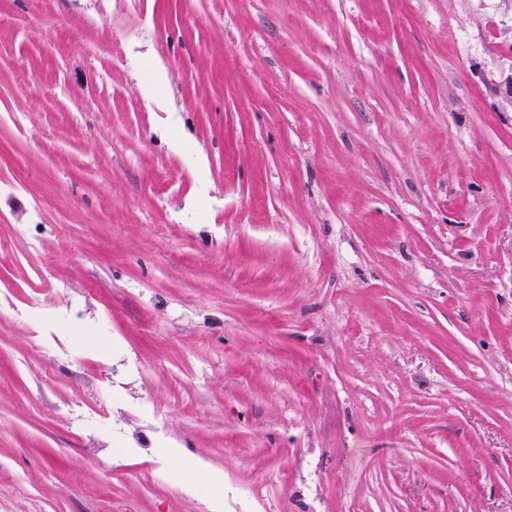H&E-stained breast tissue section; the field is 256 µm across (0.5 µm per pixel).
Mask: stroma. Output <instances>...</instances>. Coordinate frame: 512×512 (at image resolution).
Here are the masks:
<instances>
[{"mask_svg": "<svg viewBox=\"0 0 512 512\" xmlns=\"http://www.w3.org/2000/svg\"><path fill=\"white\" fill-rule=\"evenodd\" d=\"M217 499L512 512V0H0V512Z\"/></svg>", "mask_w": 512, "mask_h": 512, "instance_id": "obj_1", "label": "stroma"}]
</instances>
